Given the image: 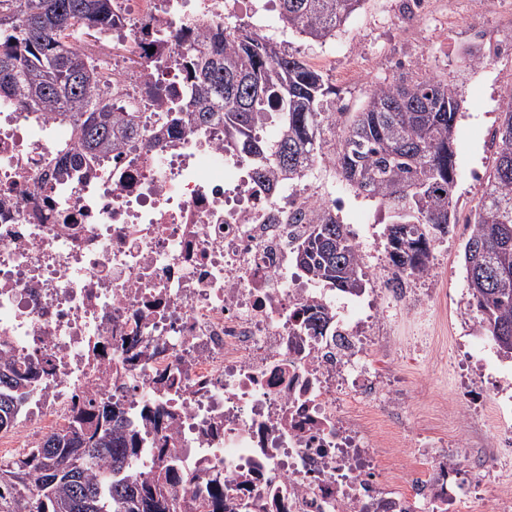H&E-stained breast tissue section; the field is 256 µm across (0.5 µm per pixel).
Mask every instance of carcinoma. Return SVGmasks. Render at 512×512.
<instances>
[{
    "label": "carcinoma",
    "mask_w": 512,
    "mask_h": 512,
    "mask_svg": "<svg viewBox=\"0 0 512 512\" xmlns=\"http://www.w3.org/2000/svg\"><path fill=\"white\" fill-rule=\"evenodd\" d=\"M19 12L0 19V99L24 112L60 109L75 132L63 146V181L112 151L116 113L102 89L104 65L68 39L93 38L112 28V0H18ZM364 0H278L280 19L323 43ZM186 87L181 106L167 113L177 125L224 124L257 179L294 182L310 171L323 134L339 128L340 174L355 192L388 214L383 233L391 265L413 275L426 270L437 239L455 222L454 135L460 104L444 79L394 80L374 87L359 112L332 113L336 90L319 71L241 27L215 30L181 57ZM336 122H330L331 115ZM495 164L475 209L464 248L469 306L479 333L495 343L512 337V96L503 104ZM268 124L274 136L259 133ZM303 274L359 293L365 274L345 225L317 224L299 247ZM32 370L0 365V431L21 414ZM137 432L122 406L87 397L69 428L48 435L19 457L0 458V512H177L174 493L195 478L175 470L159 449L151 469L135 467ZM191 512H228L224 477L210 478L207 496Z\"/></svg>",
    "instance_id": "1"
}]
</instances>
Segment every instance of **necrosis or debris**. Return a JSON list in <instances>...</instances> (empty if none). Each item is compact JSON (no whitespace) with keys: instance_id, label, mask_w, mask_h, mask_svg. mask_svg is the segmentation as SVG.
<instances>
[{"instance_id":"obj_1","label":"necrosis or debris","mask_w":512,"mask_h":512,"mask_svg":"<svg viewBox=\"0 0 512 512\" xmlns=\"http://www.w3.org/2000/svg\"><path fill=\"white\" fill-rule=\"evenodd\" d=\"M112 11L91 52L126 58L112 104L135 108L139 136L61 182L69 127L0 100V361L38 373L0 457L67 426L92 396L123 403L140 467L167 448L195 476L181 502L220 472L236 512H512V487L488 482L512 462L503 380L456 407L465 424L496 409L479 450L408 447L405 398L383 387L392 305L422 317L445 296L396 288L372 233L349 235L361 267L383 269L371 288L303 276L299 245L343 199L304 180L269 186L223 127L159 118L182 95L190 45L231 16L268 36L269 0H113Z\"/></svg>"}]
</instances>
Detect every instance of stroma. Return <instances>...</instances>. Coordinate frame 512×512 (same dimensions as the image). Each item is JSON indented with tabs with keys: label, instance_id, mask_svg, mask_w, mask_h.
<instances>
[{
	"label": "stroma",
	"instance_id": "obj_1",
	"mask_svg": "<svg viewBox=\"0 0 512 512\" xmlns=\"http://www.w3.org/2000/svg\"><path fill=\"white\" fill-rule=\"evenodd\" d=\"M476 8L483 14L479 23L470 18ZM399 9V0H365L336 37L323 44L284 25L277 35L289 53L317 61L318 71L336 90L337 102L350 112L362 107L373 87L399 77L445 78L458 91L456 235L438 242L433 250V285L447 292L448 306L437 323L426 326L435 338L427 353L408 342L414 329L412 318L403 308H393L391 332L401 343L392 348L390 360L397 364L408 389L410 445L437 448L450 434L479 448L495 427V419L471 430L447 418L445 411L466 392H481L480 387H469L459 351L469 352L489 376L512 378V358L504 356L490 337L471 332L475 315L468 305L463 260L468 224L484 189L482 178L494 164L503 102L512 93V7L505 0H432L426 15L412 27L396 22ZM473 45L485 56L477 67L465 63V51ZM313 182L350 199L352 206L342 223H361L364 214L373 211L378 220L375 231L383 233L386 215L377 213L375 202L356 195L339 170L315 171Z\"/></svg>",
	"mask_w": 512,
	"mask_h": 512
}]
</instances>
